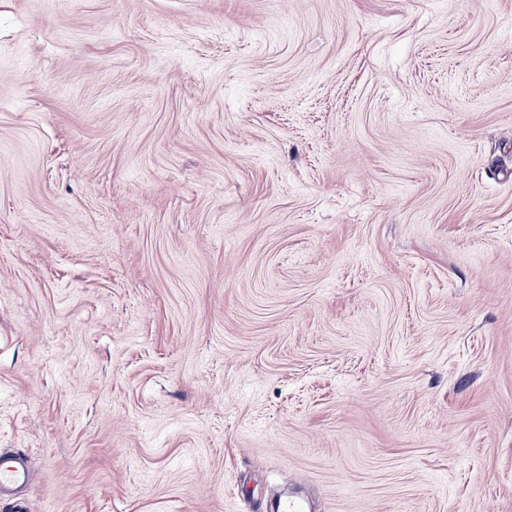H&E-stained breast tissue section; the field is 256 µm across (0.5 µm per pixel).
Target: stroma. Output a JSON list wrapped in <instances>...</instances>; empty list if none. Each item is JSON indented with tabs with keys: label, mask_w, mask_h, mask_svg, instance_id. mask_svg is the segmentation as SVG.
<instances>
[{
	"label": "stroma",
	"mask_w": 512,
	"mask_h": 512,
	"mask_svg": "<svg viewBox=\"0 0 512 512\" xmlns=\"http://www.w3.org/2000/svg\"><path fill=\"white\" fill-rule=\"evenodd\" d=\"M35 512H512V0H0V450Z\"/></svg>",
	"instance_id": "35a3bbf8"
}]
</instances>
